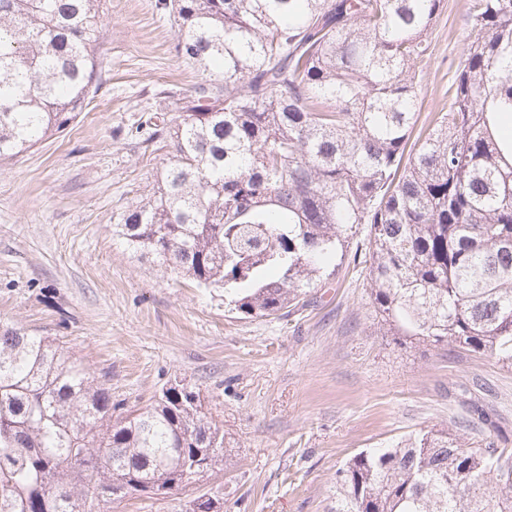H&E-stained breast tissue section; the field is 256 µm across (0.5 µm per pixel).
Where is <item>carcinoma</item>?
Instances as JSON below:
<instances>
[{"label":"carcinoma","instance_id":"1","mask_svg":"<svg viewBox=\"0 0 512 512\" xmlns=\"http://www.w3.org/2000/svg\"><path fill=\"white\" fill-rule=\"evenodd\" d=\"M104 2L0 0L1 160L94 98ZM443 6L155 0L202 80L176 117L137 122L173 154L113 234L248 317L304 306L327 261L364 264L394 335L512 367V0H475L448 112L415 137ZM223 463L200 391L125 413L55 339L0 325V512H97ZM333 512H512V448L429 430L362 451L336 471Z\"/></svg>","mask_w":512,"mask_h":512}]
</instances>
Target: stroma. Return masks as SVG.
<instances>
[{
  "instance_id": "stroma-1",
  "label": "stroma",
  "mask_w": 512,
  "mask_h": 512,
  "mask_svg": "<svg viewBox=\"0 0 512 512\" xmlns=\"http://www.w3.org/2000/svg\"><path fill=\"white\" fill-rule=\"evenodd\" d=\"M469 4L445 0L432 28L418 125L445 106ZM175 42L154 0H106L94 100L64 132L0 164V324L56 338L130 410L175 380L198 388L224 432L222 470L104 512H185L202 494L223 512H330L337 470L362 450L431 428L512 445V369L400 343L378 322L365 266L339 268L289 316L247 318L222 289L138 260L113 237L170 158L144 147L135 123L201 80ZM472 396L491 426L465 425Z\"/></svg>"
}]
</instances>
